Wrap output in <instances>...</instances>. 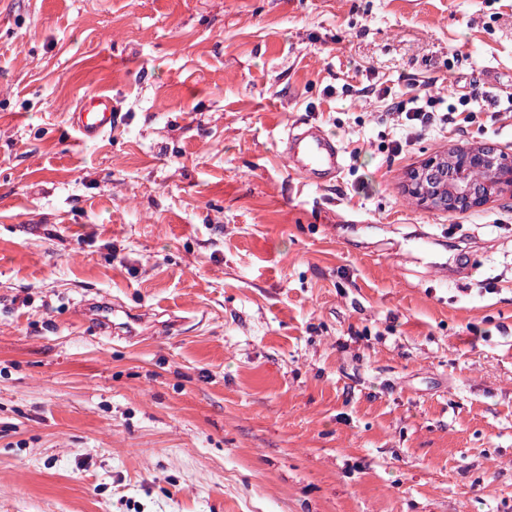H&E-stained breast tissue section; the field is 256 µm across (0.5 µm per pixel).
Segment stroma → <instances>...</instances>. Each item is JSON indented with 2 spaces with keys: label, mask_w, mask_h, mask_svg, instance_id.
Returning a JSON list of instances; mask_svg holds the SVG:
<instances>
[{
  "label": "stroma",
  "mask_w": 512,
  "mask_h": 512,
  "mask_svg": "<svg viewBox=\"0 0 512 512\" xmlns=\"http://www.w3.org/2000/svg\"><path fill=\"white\" fill-rule=\"evenodd\" d=\"M488 73L393 152L390 100ZM510 96L512 0H0V512H512V191L407 189L512 155ZM115 119L112 95L94 92L86 95L71 112L70 124L88 142L112 130ZM281 148L295 174L317 183L336 178L343 169V150L319 126L290 128L281 138ZM460 174L466 169L482 168L471 170L467 174L469 182L491 181L490 170L499 183L509 184L512 187V158L503 153L492 144L461 149ZM487 169V170H484ZM457 151L458 149L448 150L450 161L447 162L443 156L433 157L411 174V190L420 196L421 204L442 208L446 203L447 196L444 195V191L448 190V181L456 177L454 172H448V169L454 166L453 154ZM489 192L490 187L488 186L467 184L459 193L455 194V205L462 209L480 206L485 203V195H488Z\"/></svg>",
  "instance_id": "35a3bbf8"
}]
</instances>
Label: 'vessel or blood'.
<instances>
[{"label": "vessel or blood", "instance_id": "1", "mask_svg": "<svg viewBox=\"0 0 512 512\" xmlns=\"http://www.w3.org/2000/svg\"><path fill=\"white\" fill-rule=\"evenodd\" d=\"M115 119L111 95L94 92L78 103L70 115V124L88 142L109 132ZM281 148L293 172L315 182L336 178L343 169L341 147L321 127L290 128L281 139Z\"/></svg>", "mask_w": 512, "mask_h": 512}]
</instances>
